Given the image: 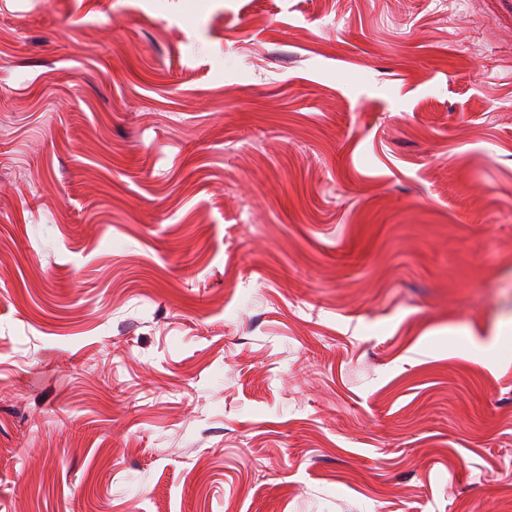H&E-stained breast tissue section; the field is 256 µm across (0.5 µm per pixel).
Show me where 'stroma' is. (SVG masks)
Listing matches in <instances>:
<instances>
[{
    "label": "stroma",
    "mask_w": 512,
    "mask_h": 512,
    "mask_svg": "<svg viewBox=\"0 0 512 512\" xmlns=\"http://www.w3.org/2000/svg\"><path fill=\"white\" fill-rule=\"evenodd\" d=\"M0 512H512V0H0Z\"/></svg>",
    "instance_id": "obj_1"
}]
</instances>
